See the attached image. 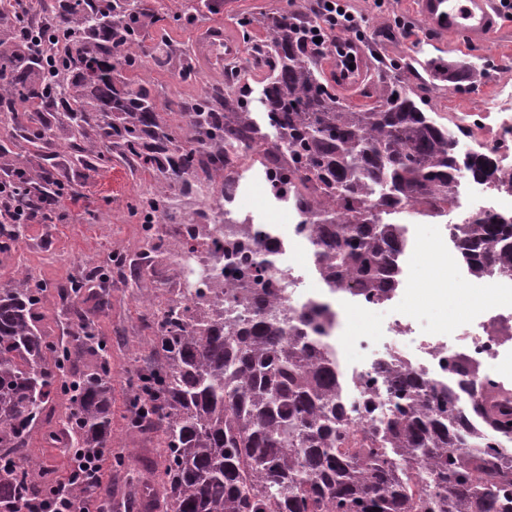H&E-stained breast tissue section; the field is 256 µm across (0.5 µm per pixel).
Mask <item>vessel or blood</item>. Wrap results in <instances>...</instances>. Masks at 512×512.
I'll return each mask as SVG.
<instances>
[{"mask_svg": "<svg viewBox=\"0 0 512 512\" xmlns=\"http://www.w3.org/2000/svg\"><path fill=\"white\" fill-rule=\"evenodd\" d=\"M421 20L442 35H452L468 42L491 40L498 27L495 0H413ZM363 48L341 46L330 59V71L346 89L360 85L365 77Z\"/></svg>", "mask_w": 512, "mask_h": 512, "instance_id": "1", "label": "vessel or blood"}]
</instances>
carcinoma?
Instances as JSON below:
<instances>
[{
	"label": "carcinoma",
	"mask_w": 512,
	"mask_h": 512,
	"mask_svg": "<svg viewBox=\"0 0 512 512\" xmlns=\"http://www.w3.org/2000/svg\"><path fill=\"white\" fill-rule=\"evenodd\" d=\"M112 17V37L98 38L92 24L56 26L52 41L75 48L54 57L49 94L68 98L66 111L79 114L72 149H83L86 128L98 139H121L127 154L145 171L172 183L193 176L211 182L199 166L198 147L212 145L259 152L262 129L245 120L247 85H224V111H214L210 94L194 112L178 116L190 146L174 152L175 129L156 119L150 89L130 74L140 67V19L149 0H96ZM286 10L264 22L266 39L251 47L252 68L267 69L262 90L269 124L283 150L265 157L276 181L300 207L318 195L336 199L316 225L315 245L331 289L366 300L381 299L395 286L396 261L406 244L401 217L427 219L454 203V183L463 170L502 182L487 156L459 159L448 127L428 112L425 96L410 87L397 63L376 87L371 103L350 106L331 91L323 54L306 43L302 28ZM79 71L86 94L73 92L67 75ZM12 92L22 99L44 95L16 66ZM112 96V110L96 105ZM378 188L379 203L367 201ZM153 195L131 206L148 235L165 211ZM463 259L477 270L512 275V222L490 215L480 224L455 227ZM256 244L241 243L246 283L273 266L270 257L249 259ZM102 269L71 277L63 294L72 302ZM20 281L0 288V512L38 503L52 483V470L25 467L20 451L31 431L72 453L71 467L112 447V356L107 340L82 323L73 345L50 339L39 329L40 301ZM267 291L242 289L229 307L200 295L187 317L173 302L144 316L151 330L153 365L130 378V425L162 433L163 470L154 497L168 512H512V455L490 440L471 436L470 414L486 417L500 436H512V399L506 387L472 374L468 364L452 365L450 389L413 372H379L391 399L389 413L374 419L378 386L365 383L364 399L352 425L336 393L331 344L308 335L321 305L268 310ZM76 353L89 357L81 369ZM431 469L420 478L416 462Z\"/></svg>",
	"instance_id": "cac0c4a2"
}]
</instances>
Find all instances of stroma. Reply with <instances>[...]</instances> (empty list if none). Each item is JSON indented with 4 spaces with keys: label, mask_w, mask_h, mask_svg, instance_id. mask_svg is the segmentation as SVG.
<instances>
[{
    "label": "stroma",
    "mask_w": 512,
    "mask_h": 512,
    "mask_svg": "<svg viewBox=\"0 0 512 512\" xmlns=\"http://www.w3.org/2000/svg\"><path fill=\"white\" fill-rule=\"evenodd\" d=\"M156 18L146 19L142 29L145 48L164 42L182 49L191 56L197 78L185 79L179 70L146 64L136 73L147 83L159 102L178 98L194 99L213 85L222 83L233 69L245 71L251 88V108L255 116H263L262 88L264 72L250 68L252 43L266 37V30L256 24L249 32L237 25L243 16H261L286 8V0H224L220 12L210 10L197 15L192 24L174 22L173 14L190 12L197 0H154ZM349 10L366 24L365 49L369 59L366 87H373L381 70L390 61L400 60L409 65L412 84L425 85L433 117L441 123L480 112L499 80L512 79V20L505 21L500 32L489 42L472 44L461 49L454 44H441L438 35L417 18L412 0H386L377 6L376 0H347ZM411 23L412 38H404L398 20ZM221 30L237 42L240 54L224 64L214 63L200 49L208 30ZM418 44L420 57L446 67V74H431L414 64L411 44ZM52 122L53 134L47 141L32 143L21 137L15 127L0 129V162L10 163L23 156L34 172L65 171L70 195L61 206V215L49 221L23 224L18 228L20 241L8 256L0 259V286L14 278L16 270H29L35 280L48 285L41 313V328L49 335L66 338L76 318L95 322L112 348V451L105 458L104 487L112 498L114 512L139 504L143 486L155 484L162 469L157 433L131 431L128 426L127 377L135 368L150 362L149 333L142 327V299L165 305L171 296V280L164 268L141 272L138 277L113 275L107 289L109 306L100 309L98 287L80 299L76 309H69L59 294L77 265L91 267L107 260L114 252H135L141 240V226L130 206L150 185L156 175L133 168L122 146L112 148V161L91 171L72 157L68 143L71 128L64 116L51 112H34L27 127L37 130L44 122ZM440 276H433L431 263L421 262L411 269L413 282L423 283L424 293L403 301L399 310L414 314L421 333L436 332L447 336L454 347L464 346L461 329L469 319L487 311L491 296L469 293L459 298L441 295L440 290L453 279L457 270L447 259H440ZM122 454L124 465L117 468L112 457Z\"/></svg>",
    "instance_id": "35a3bbf8"
}]
</instances>
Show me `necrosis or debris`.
<instances>
[{
	"instance_id": "necrosis-or-debris-1",
	"label": "necrosis or debris",
	"mask_w": 512,
	"mask_h": 512,
	"mask_svg": "<svg viewBox=\"0 0 512 512\" xmlns=\"http://www.w3.org/2000/svg\"><path fill=\"white\" fill-rule=\"evenodd\" d=\"M456 135V154L464 158L473 154L493 156L502 176L512 175V87L503 86L491 111L479 113L470 122H462ZM224 188L216 192L208 204H200L196 195H186L170 189L165 193L167 213L159 219L161 231L175 234L181 249L169 253L167 263L172 269L175 294L184 306H192L200 291L213 285H223L225 292L241 288L237 267L239 259L226 255L224 246L231 241L257 239L272 250L274 265L268 277L279 297L298 308L315 301L327 278L320 271L313 247L315 227L310 212L298 210L290 201H283L281 210L287 216L284 224L261 222L256 210L246 199L245 181L273 185L276 169L267 160L246 165L241 155L229 157L224 164ZM493 213L512 214V188L492 187L469 173L458 178L456 205L443 213L439 222L442 236L422 248L418 244L405 246L403 256L422 258L425 251L450 254L460 260L461 250L453 241L454 225L479 222ZM301 250L302 258H293V250ZM410 283L399 278L395 289L386 297L373 301H353L351 294L338 291L336 302L330 303L329 313L321 326L332 338L336 353V372L340 381L338 394L347 409L357 408L364 395V383L380 366H402L434 381L449 378L448 362L456 350L439 339L412 343V320L393 317L388 324L391 335L402 337L401 346L379 347L375 337L361 332L347 334L344 321L345 305L355 302L363 314H382L409 293ZM512 343V306H492L470 333L463 352L479 376L497 377V364L502 349Z\"/></svg>"
}]
</instances>
